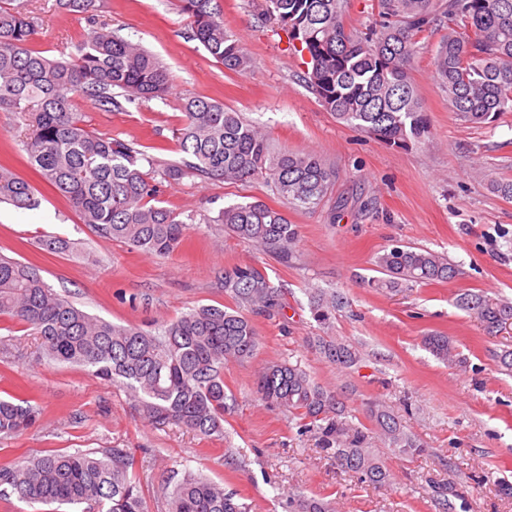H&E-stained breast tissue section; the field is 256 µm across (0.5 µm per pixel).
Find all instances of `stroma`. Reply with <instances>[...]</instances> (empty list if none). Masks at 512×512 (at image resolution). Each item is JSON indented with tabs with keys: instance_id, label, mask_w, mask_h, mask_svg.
<instances>
[{
	"instance_id": "35a3bbf8",
	"label": "stroma",
	"mask_w": 512,
	"mask_h": 512,
	"mask_svg": "<svg viewBox=\"0 0 512 512\" xmlns=\"http://www.w3.org/2000/svg\"><path fill=\"white\" fill-rule=\"evenodd\" d=\"M178 0H96L101 20L154 52L168 68L166 98L104 112L76 98L88 128L137 141L151 156L180 160L177 131L186 95L222 102L260 126L278 150L304 151L333 165L338 177L314 211L288 210L299 239L289 260L225 233L213 223L219 209L282 200L263 178L231 184L200 177L168 187L163 201L196 213L181 249L168 257L130 250L99 236L78 212L44 184L22 158L14 113L0 110V163L29 181L39 209L0 202V254L36 266L44 281L87 312L113 323L148 325L201 305L232 306L225 269H263L279 294L268 316H253L259 350L224 367L233 402L223 439H206L170 425L156 428L126 393L87 369L42 359L39 340L25 324L0 317V397L29 400L39 412L20 434L0 438V463L48 450L72 453L130 448L133 471L150 512H168L174 472L203 473L237 493L250 512H289L296 495L331 501L336 512H444L431 481L454 482L467 512H512V373L497 355L512 349V328L488 334L456 304L464 293L512 301V200L491 183L512 179V113L492 123L462 121L448 109L432 65L436 40L423 43L409 67L428 114L427 134L406 146L386 144L337 122L302 83V59L264 0H222L224 27L252 60L250 73L225 70L195 41ZM37 19L35 49L57 56L76 52L90 28L56 0H13ZM74 241L72 252L41 249V236ZM393 246L447 255L459 275L446 282L378 288L375 261ZM342 297L330 323L317 322L316 290ZM429 332L451 337L463 359L450 366L421 345ZM353 344L358 363L339 370L319 353L314 338ZM300 365L343 402L348 419L368 433L372 453L391 472L382 487L321 452L316 427L265 406L255 378L270 362ZM384 402L422 444L406 455L378 437L368 405Z\"/></svg>"
}]
</instances>
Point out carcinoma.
Returning a JSON list of instances; mask_svg holds the SVG:
<instances>
[{
    "mask_svg": "<svg viewBox=\"0 0 512 512\" xmlns=\"http://www.w3.org/2000/svg\"><path fill=\"white\" fill-rule=\"evenodd\" d=\"M69 13L85 16L90 39L79 54L53 59L32 48L36 21L0 2V110L16 114L24 128L23 150L42 179L65 197L83 223L102 237L156 256L182 247L187 218L162 205L165 186L186 177L246 182L262 176L284 204L315 210L336 180V170L307 152H276L265 133L224 104L199 96L182 102L179 162L149 157L132 141L89 130L72 100L80 95L104 112H119L139 100L163 99L171 79L150 51L133 43L95 14V0H59ZM348 0H266V14L278 21L289 48L303 57L302 82L336 120L392 145L428 132L422 97L409 66L420 43L440 35L433 67L450 110L472 123L512 112V0H372V21L363 29L345 22ZM188 16L190 40L224 69L246 74L251 59L242 42L224 28L218 0H179ZM155 168L156 180L144 171ZM17 209L40 207L37 191L0 164V201ZM235 237L275 251L288 260L298 241L297 225L285 212L262 201L230 204L207 220ZM43 250L61 253L71 241L56 235ZM387 279L409 283L448 281L459 274L443 254L394 246L377 257ZM224 292L236 308L196 307L171 321L116 324L95 317L58 294L37 269L0 255V315L39 336L42 357L82 366L129 394L143 419L177 425L205 438L224 435L229 410L224 365L253 357L259 341L252 321L241 314L269 315L278 293L254 266L224 271ZM457 304L473 312L490 333L512 325V302L465 293ZM336 302L313 299V317L325 323ZM424 347L448 365L462 363L453 341L442 334L422 337ZM324 357L340 368L358 361L345 341L320 339ZM256 392L267 405L317 424L323 451L371 485L388 479L383 463L367 448L368 435L346 420L336 395L298 365L270 363L258 374ZM370 417L389 443L408 454L422 451L385 405L372 402ZM38 417L25 400L0 399V438L28 429ZM128 448L101 453L49 451L0 464V499L14 495L29 504L86 505L94 512H149L130 475ZM432 489L444 505L460 498L455 485ZM294 512H332L320 499H293ZM169 512H248L235 494L190 470L168 493Z\"/></svg>",
    "mask_w": 512,
    "mask_h": 512,
    "instance_id": "cac0c4a2",
    "label": "carcinoma"
}]
</instances>
